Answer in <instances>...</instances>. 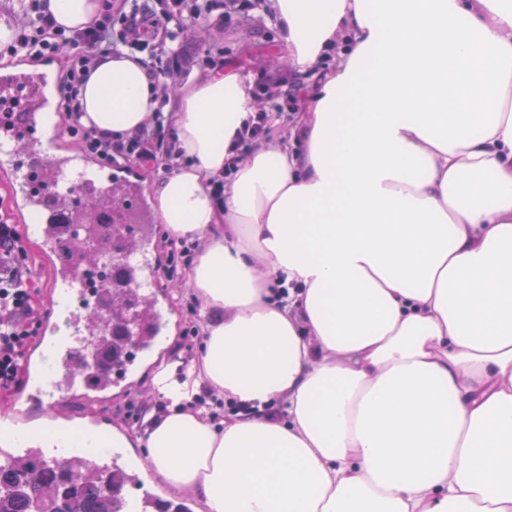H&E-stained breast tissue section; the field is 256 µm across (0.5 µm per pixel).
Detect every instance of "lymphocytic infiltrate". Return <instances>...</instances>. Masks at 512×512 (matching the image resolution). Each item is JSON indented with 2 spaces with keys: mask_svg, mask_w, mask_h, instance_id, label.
Masks as SVG:
<instances>
[{
  "mask_svg": "<svg viewBox=\"0 0 512 512\" xmlns=\"http://www.w3.org/2000/svg\"><path fill=\"white\" fill-rule=\"evenodd\" d=\"M17 4L11 17L15 35L11 43L0 49V58L41 59L67 54L71 65L60 76L64 128L90 153L113 166L153 163L171 155L168 122L162 106L169 100L173 82L184 80L192 70L191 62L173 49V42L201 29L215 12L229 18L241 17L253 7L252 0H110L105 13L85 31L70 35L46 12L42 0H17ZM122 48L149 51L150 74L157 83L161 107L128 136L116 139L111 133L83 124L78 87L103 54ZM282 109V104L273 98L260 107L239 131L237 150L225 162L226 172L236 171L245 147L268 135L270 113ZM35 281L18 225L1 214L0 391L19 388L22 358L37 334L41 316L34 302Z\"/></svg>",
  "mask_w": 512,
  "mask_h": 512,
  "instance_id": "lymphocytic-infiltrate-1",
  "label": "lymphocytic infiltrate"
}]
</instances>
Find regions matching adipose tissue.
<instances>
[{
  "mask_svg": "<svg viewBox=\"0 0 512 512\" xmlns=\"http://www.w3.org/2000/svg\"><path fill=\"white\" fill-rule=\"evenodd\" d=\"M47 2L73 33L105 8ZM264 9L306 83L287 141L225 180L253 110L235 61L165 108L154 210L202 245L205 348L153 379L174 410L138 439L149 469L198 512H512V0ZM79 99L115 135L158 106L126 54ZM204 390L239 408L222 428L180 408Z\"/></svg>",
  "mask_w": 512,
  "mask_h": 512,
  "instance_id": "1",
  "label": "adipose tissue"
}]
</instances>
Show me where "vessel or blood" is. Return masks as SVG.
I'll return each mask as SVG.
<instances>
[{"label":"vessel or blood","mask_w":512,"mask_h":512,"mask_svg":"<svg viewBox=\"0 0 512 512\" xmlns=\"http://www.w3.org/2000/svg\"><path fill=\"white\" fill-rule=\"evenodd\" d=\"M61 129L63 117L54 105L53 75L47 60L18 59L0 69V179L10 184L14 223L25 226L42 259L52 289L53 312L44 318L28 347L22 368L26 382L7 412L0 431L16 432L0 458H24L23 438L30 427L52 434L60 429L98 433L105 418L79 417L77 400L110 401L131 375L155 352L170 326L159 289L150 285L155 266L149 250V209L136 173L117 167L98 181L88 155L61 153L45 124ZM126 196L124 218L132 226L121 264L124 302L135 308L133 354L120 368L112 366V346L103 336L112 330V297L100 290L89 297L80 246L95 244L100 255L111 252L112 191ZM37 224H27V216Z\"/></svg>","instance_id":"b4317fda"}]
</instances>
